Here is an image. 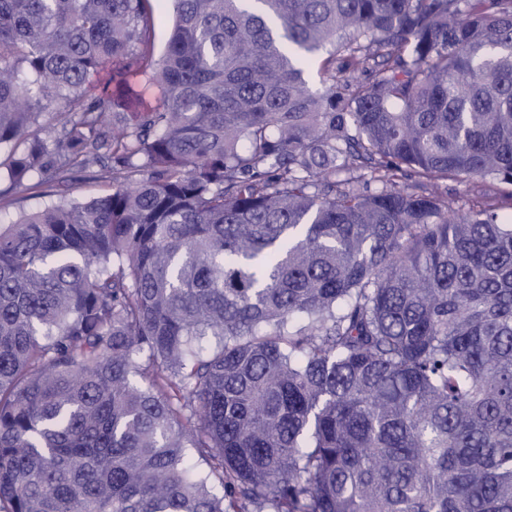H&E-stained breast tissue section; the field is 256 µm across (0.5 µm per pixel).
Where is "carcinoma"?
Instances as JSON below:
<instances>
[{
    "instance_id": "cac0c4a2",
    "label": "carcinoma",
    "mask_w": 512,
    "mask_h": 512,
    "mask_svg": "<svg viewBox=\"0 0 512 512\" xmlns=\"http://www.w3.org/2000/svg\"><path fill=\"white\" fill-rule=\"evenodd\" d=\"M152 2L0 0V512H512V0ZM172 24V10L168 3L155 13V55L158 58L165 50ZM98 168L74 171L64 186L39 185L37 180L25 183L13 195L0 201V224H10L22 212H34L44 208L64 191L70 198L90 200L112 192V182L97 172ZM446 189L448 199L460 212L495 207L499 212L512 214V185H492L477 177L464 183L448 181Z\"/></svg>"
}]
</instances>
